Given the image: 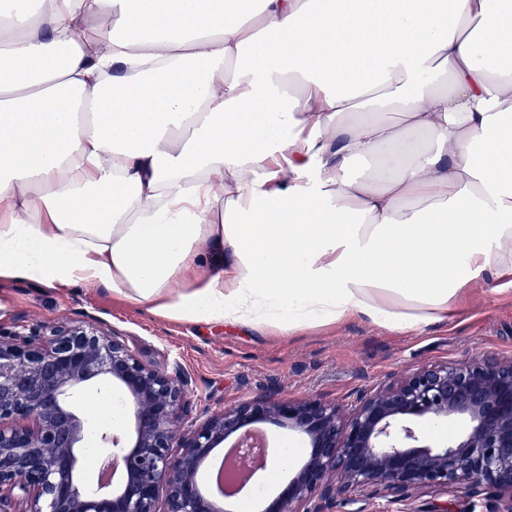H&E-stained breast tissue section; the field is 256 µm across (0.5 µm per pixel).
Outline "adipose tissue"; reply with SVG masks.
<instances>
[{"mask_svg": "<svg viewBox=\"0 0 512 512\" xmlns=\"http://www.w3.org/2000/svg\"><path fill=\"white\" fill-rule=\"evenodd\" d=\"M488 274L512 277V0H13L0 280L407 333Z\"/></svg>", "mask_w": 512, "mask_h": 512, "instance_id": "ef3b65f1", "label": "adipose tissue"}]
</instances>
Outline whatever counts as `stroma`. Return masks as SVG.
<instances>
[{"label":"stroma","instance_id":"stroma-1","mask_svg":"<svg viewBox=\"0 0 512 512\" xmlns=\"http://www.w3.org/2000/svg\"><path fill=\"white\" fill-rule=\"evenodd\" d=\"M495 278L445 322L392 333L354 317L321 328L270 333L235 325L188 324L120 300L110 288L77 284L48 288L26 279L0 280V326L89 318L123 336L136 355L163 369L179 363L191 380L194 409L219 411L270 387L293 397L341 400L355 388L412 365L472 357L512 359V288ZM494 512L491 496L425 492L415 512Z\"/></svg>","mask_w":512,"mask_h":512}]
</instances>
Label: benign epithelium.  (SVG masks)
Returning a JSON list of instances; mask_svg holds the SVG:
<instances>
[{
  "instance_id": "benign-epithelium-1",
  "label": "benign epithelium",
  "mask_w": 512,
  "mask_h": 512,
  "mask_svg": "<svg viewBox=\"0 0 512 512\" xmlns=\"http://www.w3.org/2000/svg\"><path fill=\"white\" fill-rule=\"evenodd\" d=\"M93 385L132 402L133 433L106 424L100 441L122 460L113 489L88 491L77 449L88 432L82 397ZM189 378L142 361L96 319L0 327V512H218L200 484L213 451L234 491L267 468L253 426L300 434L306 459L288 471L264 512H412L419 494L494 491L512 512V359L408 368L348 399H291L268 390L215 412H193Z\"/></svg>"
}]
</instances>
